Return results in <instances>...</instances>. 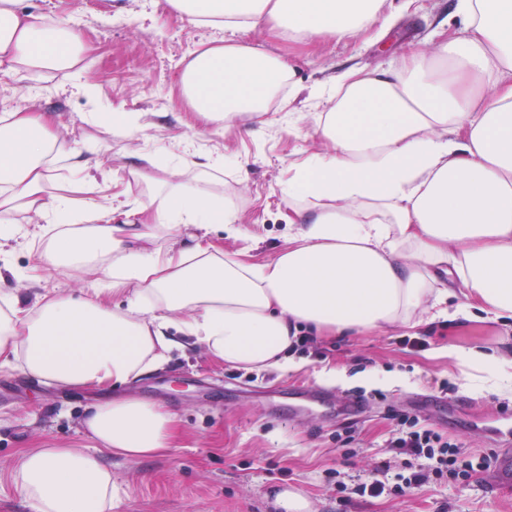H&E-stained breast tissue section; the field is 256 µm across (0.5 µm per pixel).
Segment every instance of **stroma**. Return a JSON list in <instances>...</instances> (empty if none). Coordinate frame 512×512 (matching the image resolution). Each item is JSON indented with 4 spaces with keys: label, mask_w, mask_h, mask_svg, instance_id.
<instances>
[{
    "label": "stroma",
    "mask_w": 512,
    "mask_h": 512,
    "mask_svg": "<svg viewBox=\"0 0 512 512\" xmlns=\"http://www.w3.org/2000/svg\"><path fill=\"white\" fill-rule=\"evenodd\" d=\"M453 5L415 0L407 11L353 37L307 44L272 38L262 26L197 27L172 13L165 0H22V8L78 30L90 44L80 65L92 91L73 89L65 70L7 74L0 77V114L51 112L73 149L96 141L106 162L96 175L98 195L111 197L118 224L125 212L151 205L148 176L206 163L205 177L211 187L223 188L237 227L233 234L212 227L209 240L263 263L288 245L286 184L319 148L315 117L329 107L320 90L348 68L371 71L394 63L407 48L431 49ZM227 40L283 56L291 75L263 120L242 116L225 131L197 117L180 88L193 55ZM119 112L140 114V129L105 133ZM136 156L147 159L141 179L129 172ZM25 230L0 246V270L30 265L52 235L42 223ZM83 286L68 267L52 266L40 282H20L19 295L32 304L43 293L76 295ZM509 337L512 318L478 314L359 336H320L306 350L305 363L289 373L230 367L199 350L173 355L132 389L174 415L171 449L139 460L109 458L119 487L112 512H275V496L284 489L301 493L307 512H512V491L492 486L485 472L464 487L433 482L391 499L354 495L340 501L332 481L333 472L355 480L383 461L398 467L401 460L386 442L393 416L401 412L416 414L421 426L471 455L512 445L494 433L502 406L512 407V392L494 387V364L477 370L447 355L477 348L496 356ZM414 338L426 339V348L410 347ZM439 392L458 405L466 426H448L416 402L418 395ZM107 395L51 387L16 363L0 362V512H34L13 481L16 459L31 448L84 443L80 420ZM350 395L365 399L363 414L353 420L337 412L338 402Z\"/></svg>",
    "instance_id": "1"
}]
</instances>
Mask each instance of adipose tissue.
<instances>
[{
	"label": "adipose tissue",
	"mask_w": 512,
	"mask_h": 512,
	"mask_svg": "<svg viewBox=\"0 0 512 512\" xmlns=\"http://www.w3.org/2000/svg\"><path fill=\"white\" fill-rule=\"evenodd\" d=\"M387 0H167L195 25H267L270 35L342 40L377 21ZM19 0H0V67L68 69L82 88L85 44ZM462 33L431 53L411 50L388 67L351 68L328 90L333 104L316 132L325 148L297 166L291 199L314 198L288 217V246L254 263L203 233L232 230L223 196L162 182L152 207L112 221L111 203H86L97 231L50 237L15 281H36L62 262L98 285L80 297L22 302L0 277V356L59 387H129L172 351L198 347L237 368L291 367L302 330L351 335L416 327L449 314L512 316V0H457ZM287 60L227 42L198 53L181 90L209 121L262 116ZM48 112L0 114V239L21 236L24 210L49 225L71 221V201L49 193V160L71 154L82 189L94 145L69 153ZM167 246L141 241L152 225ZM198 235L182 239L186 226ZM125 296L122 304L112 303ZM455 299L454 309L445 302ZM83 447L23 452L14 481L36 512H112L118 486L103 454L127 459L168 452L172 415L139 396L94 405Z\"/></svg>",
	"instance_id": "obj_1"
}]
</instances>
